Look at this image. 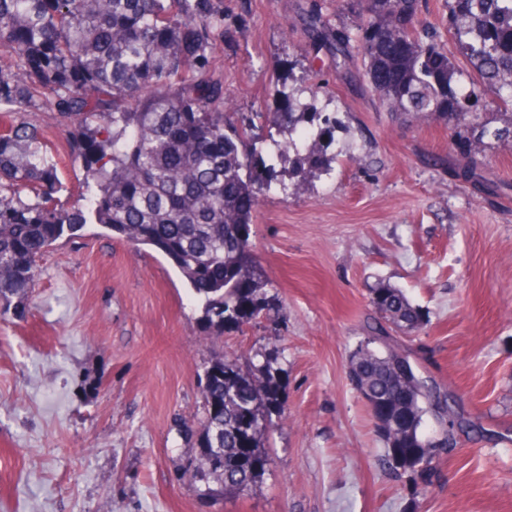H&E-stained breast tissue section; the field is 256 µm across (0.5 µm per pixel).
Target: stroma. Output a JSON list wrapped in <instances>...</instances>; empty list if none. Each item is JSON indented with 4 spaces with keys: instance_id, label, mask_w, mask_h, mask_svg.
<instances>
[{
    "instance_id": "1",
    "label": "stroma",
    "mask_w": 512,
    "mask_h": 512,
    "mask_svg": "<svg viewBox=\"0 0 512 512\" xmlns=\"http://www.w3.org/2000/svg\"><path fill=\"white\" fill-rule=\"evenodd\" d=\"M310 0H222L212 68L230 112H272L274 76L334 93L329 173L261 197L250 242L282 315L224 333V349L282 351L286 412L246 493L204 497L184 468L209 359L200 310L160 253L89 224L38 262L23 317H0V512H512V143L480 156L499 191L452 176L454 133L379 106L361 67L310 48ZM59 158L65 205L83 169L48 106L22 114ZM426 310L392 337L474 426L433 463L426 495L393 474L350 384L377 315L368 290Z\"/></svg>"
}]
</instances>
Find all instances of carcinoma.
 Returning a JSON list of instances; mask_svg holds the SVG:
<instances>
[{
	"label": "carcinoma",
	"mask_w": 512,
	"mask_h": 512,
	"mask_svg": "<svg viewBox=\"0 0 512 512\" xmlns=\"http://www.w3.org/2000/svg\"><path fill=\"white\" fill-rule=\"evenodd\" d=\"M448 29L420 19L422 0H342L355 33L322 6L304 13L312 49L336 69L360 60L379 102L417 121L438 117L457 134L453 175L492 190L478 163L485 139L512 140V0H447ZM224 34L216 0H0V316L35 287L37 259L87 224L166 257L201 304L212 356L201 384L203 417L187 470L203 486L244 493L263 475L273 413L284 411L279 352L244 359L224 353V331L274 310L250 242L260 196L286 178L300 183L331 170L327 153L340 120L281 78L272 97L286 105L253 119L224 113V79L211 51ZM470 68L458 67L448 44ZM397 70L402 81L376 83ZM83 164L84 207H64L57 163L39 128L13 116L36 109L45 92ZM493 96L505 111L490 128L480 107ZM369 303L405 334L427 324L403 289L379 283ZM371 332L350 353L348 376L376 420L390 469L413 490L442 448L473 425L448 392L422 372L403 375L406 354ZM444 436L426 439L429 423Z\"/></svg>",
	"instance_id": "1"
}]
</instances>
